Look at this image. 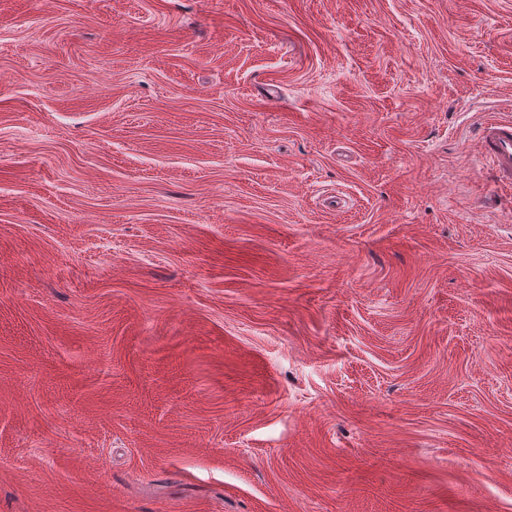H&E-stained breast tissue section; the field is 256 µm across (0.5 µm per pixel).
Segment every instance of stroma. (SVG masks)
<instances>
[{
    "mask_svg": "<svg viewBox=\"0 0 512 512\" xmlns=\"http://www.w3.org/2000/svg\"><path fill=\"white\" fill-rule=\"evenodd\" d=\"M512 0H0V512H512ZM481 154L490 162L497 187L512 188V119L493 116L478 129Z\"/></svg>",
    "mask_w": 512,
    "mask_h": 512,
    "instance_id": "stroma-1",
    "label": "stroma"
}]
</instances>
